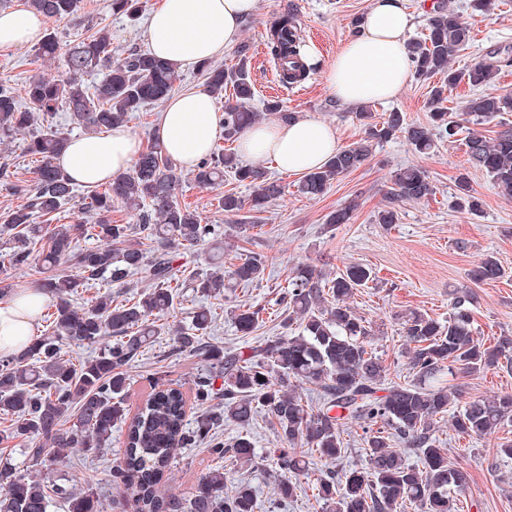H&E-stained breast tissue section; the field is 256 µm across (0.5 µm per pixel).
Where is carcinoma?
Masks as SVG:
<instances>
[{"instance_id": "carcinoma-1", "label": "carcinoma", "mask_w": 512, "mask_h": 512, "mask_svg": "<svg viewBox=\"0 0 512 512\" xmlns=\"http://www.w3.org/2000/svg\"><path fill=\"white\" fill-rule=\"evenodd\" d=\"M28 6L55 23L81 12L83 0H28ZM112 12L134 16L139 0H112ZM471 29L463 14L434 0L427 19V34L414 42L410 62L418 78L440 74L427 100L430 123L408 124L402 112L392 110L379 123H369L366 137L339 150L320 169L306 173L298 192L306 197L322 195L331 181L360 168L372 155V142L404 134L412 150L422 156L432 152L439 139L455 135L457 121L444 103L447 92L464 83L475 90L465 101V115L474 125L492 122L512 112V94L491 91L498 72L491 55L468 69L449 66V58L468 45ZM267 46L277 61L281 82L290 84L305 77L303 37L292 14L281 16L269 28ZM45 63L62 61L60 76L39 73L19 88L0 83V145L9 149L16 136L27 137V151L37 157L35 181L10 179L9 165L0 166V181L24 203L10 209L0 223L5 253L0 255L11 268L29 267L41 257L34 281L54 297V310L44 315L46 333L25 349L0 358V415L10 419L0 430V443L20 437L43 441L53 448H83L102 451L101 444L117 428H125L124 452L112 477L130 487L131 499L116 503L120 512H254L257 503L249 485L224 489L226 459L250 464L256 448L246 428L254 416L266 414L277 430L281 448L275 458L281 471L276 495L281 501L296 496L299 475H309L304 453L310 449L333 463L344 457L341 432L346 421L359 420L366 426L365 467L323 471L316 478L317 497L326 512H398L410 505L416 512H458L455 493L470 482L469 472L448 464V457L435 447L432 430L453 411L456 432L482 437L512 422V394L463 400V392L439 381L443 372L461 369L469 374L489 368L512 370V336L485 346L474 335L471 299L454 298L448 322L414 312L405 316L402 330L409 349L413 379L407 383L387 381L382 358L374 348L375 330L356 313L350 299L372 281V271L359 264L328 274L311 265L296 267L289 280L288 295L281 300L282 332L265 339L251 354L224 352L206 340L214 315L203 308L194 316V332L170 328L168 333L182 351L201 359L204 373L193 396L197 413L188 415V397L179 388L156 385L133 416H128L125 393L129 387L128 367L154 342L163 325L159 317L174 306L178 289L192 281L196 293L222 297L224 289L263 281L268 259L249 255L224 272V265L190 277L176 264L180 251L214 237L217 229L203 224L199 216L179 205L175 191L181 174L160 145L143 150L133 167L112 178L102 191L76 194L75 183L57 165L70 136L64 129L42 130L41 119L59 111L69 113L71 124L87 129H110L127 121L147 103L161 102L179 78L177 67L148 52H135L122 60L112 58V33L100 28L74 43L61 39L54 28L45 32L36 49ZM246 47L231 67L205 61L199 65L206 86L216 98L232 89L235 100L224 107V140L234 143L249 128L273 116L291 121L279 98L269 99L260 111L250 109L254 97ZM100 74L93 87L85 77ZM469 161L486 173L491 186L512 199V126L506 125L493 138L479 130L468 140ZM252 189L250 208L263 211L281 197L284 188L267 177L259 166L239 164L237 154L215 150L193 170L201 186L218 190L224 171ZM434 187L421 165L400 169L393 179L388 205L378 211L380 224L397 219L394 203L418 202L430 197ZM458 205L478 212L480 199L469 181L457 183ZM121 203L133 212L134 224L112 223V204ZM219 207L236 214L245 200L232 192L221 193ZM73 206L72 224H61L50 236L36 223L39 217ZM357 204L351 201L331 211L326 224L332 228L350 223ZM92 215L94 223H82ZM89 234L98 245L75 250L76 236ZM74 262L75 273L57 274L61 261ZM145 275L146 284L136 296L116 302L101 295L94 303L77 309L72 299L79 290L100 280L117 288H128L131 277ZM503 276L492 256L472 270L476 282L495 281ZM237 331L249 336L260 325L259 312L245 304L233 309ZM297 331L286 332L291 326ZM108 339L101 352L87 359H64V342L93 346ZM316 386L321 406L308 411L296 392V384ZM77 410V425L62 428L71 410ZM239 428L231 447L216 440L220 423ZM210 440L209 454L217 466L183 495L165 494L159 488L179 448ZM418 452L410 464L396 443ZM66 500L67 512H104L100 496L90 490L77 492L59 485L48 491L36 477L18 472L10 462H0V512H49L50 493Z\"/></svg>"}]
</instances>
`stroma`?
Wrapping results in <instances>:
<instances>
[{"mask_svg":"<svg viewBox=\"0 0 512 512\" xmlns=\"http://www.w3.org/2000/svg\"><path fill=\"white\" fill-rule=\"evenodd\" d=\"M160 0H140L136 18L114 14L111 0H84L81 13L58 22L65 41H72L88 30L102 27L112 33L116 57L133 51H146V20ZM472 25V40L450 59L453 68L463 70L483 59L495 47H512V0H495L490 12L471 11L469 0H451ZM369 6V0H259L256 12L242 25L239 42L248 44L253 109H261L265 99L277 97L289 111L308 115L333 126L341 146H349L364 136L365 125L356 110L337 105L324 81L323 72L336 53L355 32L354 22ZM293 13L295 23L316 63L301 83H279L275 64L267 48L266 34L272 22ZM45 65L36 60L35 49L22 46L0 52V81L20 84ZM438 77L410 78L400 95L391 100H372L363 110L373 119L397 109L407 123L426 124L430 113L426 101ZM468 133L459 130L452 139L437 141L428 159H420L403 134L374 143L370 159L359 169L336 178L327 191L314 199L299 196V175L278 169L270 159L256 156L252 165L262 167L268 177L284 186V194L263 212L242 210L224 214L213 190L199 186L190 172H183L177 189L180 205L195 211L203 223L218 225L224 242L225 268L239 264L252 252L269 258L265 279L260 285L236 288L228 299H208L216 319L209 332L210 341L225 351H246L264 338L282 331L280 300L288 291L292 268L309 263L325 272H336L351 264L372 269L375 279L356 291L352 304L372 323L376 348L388 368L392 382L410 380L405 354L406 341L401 318L421 311L447 320L453 299L466 293L472 297L474 329L485 345L499 337L512 335V201L498 196L485 173L474 168L467 153ZM423 163L434 186V193L420 202L396 203L397 223L375 221L377 212L388 201L392 177L400 168ZM467 178L482 202L479 213H471L456 203V183ZM357 208L350 223L328 229L326 215L349 202ZM494 256L505 274L493 282L476 283L471 270L486 256ZM245 304L262 312L264 322L252 335L237 332L228 311L229 305ZM203 371L200 360L179 350L173 336L161 334L129 368L130 386L126 395L129 411H137L152 383L174 384L193 393L194 383ZM444 383L457 386L465 399L473 400L512 393V373L490 369L480 374L455 371L443 375ZM256 448L262 457L251 464H225L227 485L248 483L256 493L255 512H323L309 485H301L294 499L279 502L275 484L279 469L267 452L278 447L276 430L267 415H257L250 426ZM432 436L444 448L449 461L468 470V487L458 496L460 512H512V459L497 456L499 444L512 440V426L471 438L458 434L450 418L437 423ZM121 432H113L106 454L96 456L69 448L58 463L31 465L24 450L29 442L18 438L0 445V457L10 458L22 473L53 484L58 476H76L79 488H93L104 505L126 500L131 491L112 478V466L123 450ZM211 461L204 445L179 449L176 461L162 480L167 493L184 494L209 469Z\"/></svg>","mask_w":512,"mask_h":512,"instance_id":"obj_1","label":"stroma"}]
</instances>
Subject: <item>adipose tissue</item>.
<instances>
[{
    "instance_id": "obj_1",
    "label": "adipose tissue",
    "mask_w": 512,
    "mask_h": 512,
    "mask_svg": "<svg viewBox=\"0 0 512 512\" xmlns=\"http://www.w3.org/2000/svg\"><path fill=\"white\" fill-rule=\"evenodd\" d=\"M257 0H162L147 22L151 52L187 69L220 57L239 34ZM413 17L405 0H370L359 33L340 49L325 71L338 105L351 108L397 96L409 79L408 36ZM45 20L28 10L0 11V51L33 45L44 35ZM153 136L182 168L193 169L224 137V118L207 88L175 95L159 113ZM340 143L330 125L310 117L256 126L241 140V153L269 157L284 171L303 174L322 167ZM141 151L127 128L72 138L58 163L77 184L94 188L131 168ZM48 302L29 289L0 300V357L14 355L31 340L40 309Z\"/></svg>"
}]
</instances>
